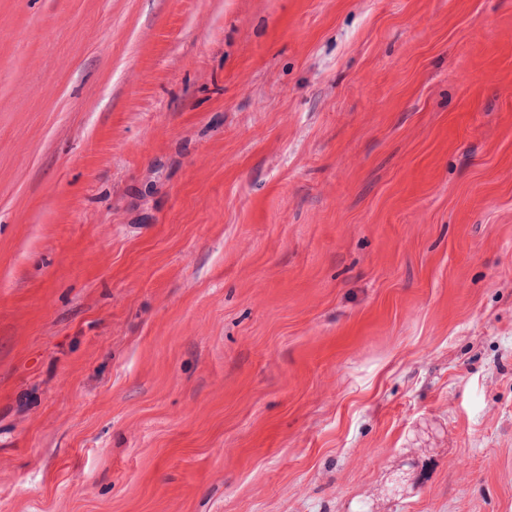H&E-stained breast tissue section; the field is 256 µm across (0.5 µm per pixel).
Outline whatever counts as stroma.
<instances>
[{
	"label": "stroma",
	"mask_w": 512,
	"mask_h": 512,
	"mask_svg": "<svg viewBox=\"0 0 512 512\" xmlns=\"http://www.w3.org/2000/svg\"><path fill=\"white\" fill-rule=\"evenodd\" d=\"M0 512H512V0H0Z\"/></svg>",
	"instance_id": "1"
}]
</instances>
